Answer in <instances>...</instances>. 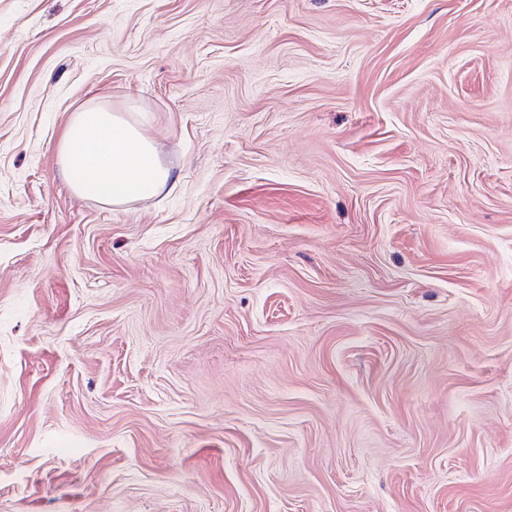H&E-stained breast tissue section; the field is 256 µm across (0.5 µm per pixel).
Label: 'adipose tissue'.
Wrapping results in <instances>:
<instances>
[{
	"label": "adipose tissue",
	"mask_w": 512,
	"mask_h": 512,
	"mask_svg": "<svg viewBox=\"0 0 512 512\" xmlns=\"http://www.w3.org/2000/svg\"><path fill=\"white\" fill-rule=\"evenodd\" d=\"M58 159L73 193L105 207L149 200L176 186L139 114L99 100L72 114Z\"/></svg>",
	"instance_id": "ef3b65f1"
}]
</instances>
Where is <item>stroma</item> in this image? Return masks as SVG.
<instances>
[{"instance_id": "1", "label": "stroma", "mask_w": 512, "mask_h": 512, "mask_svg": "<svg viewBox=\"0 0 512 512\" xmlns=\"http://www.w3.org/2000/svg\"><path fill=\"white\" fill-rule=\"evenodd\" d=\"M0 512H512V0H0ZM58 159L73 193L105 207L149 200L176 187L140 114L117 112L99 100L72 114Z\"/></svg>"}]
</instances>
